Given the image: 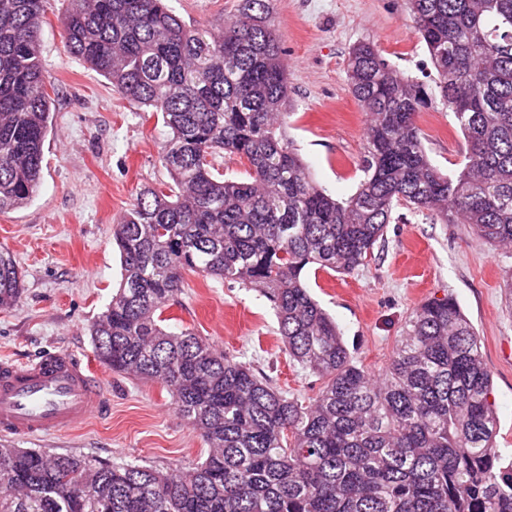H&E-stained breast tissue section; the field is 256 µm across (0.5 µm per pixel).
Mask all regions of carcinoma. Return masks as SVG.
Instances as JSON below:
<instances>
[{
  "mask_svg": "<svg viewBox=\"0 0 512 512\" xmlns=\"http://www.w3.org/2000/svg\"><path fill=\"white\" fill-rule=\"evenodd\" d=\"M67 2L69 52L162 117L173 181L143 188L113 225L121 279L88 327L93 350L113 372L166 387L208 451L177 475L0 440V512H512L490 374L454 299L412 310L376 380L304 279L366 265L401 207L512 246V0H406L432 88L374 44L352 46L346 81L368 131L364 179L344 201L284 134L272 0H240L214 29L186 25L165 0ZM43 18V0H0V213L40 185L55 94ZM439 104L469 146L452 176L431 163L418 125ZM220 153L247 164L248 179L214 173ZM188 272L265 296L290 360L323 380L315 397L290 396L251 362L168 326ZM22 295L1 250L0 311ZM76 478L89 495L73 496Z\"/></svg>",
  "mask_w": 512,
  "mask_h": 512,
  "instance_id": "1",
  "label": "carcinoma"
}]
</instances>
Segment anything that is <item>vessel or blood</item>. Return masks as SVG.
Returning a JSON list of instances; mask_svg holds the SVG:
<instances>
[{"instance_id": "vessel-or-blood-1", "label": "vessel or blood", "mask_w": 512, "mask_h": 512, "mask_svg": "<svg viewBox=\"0 0 512 512\" xmlns=\"http://www.w3.org/2000/svg\"><path fill=\"white\" fill-rule=\"evenodd\" d=\"M108 408L98 378L69 351L0 363V435L36 438L69 430Z\"/></svg>"}]
</instances>
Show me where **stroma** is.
Masks as SVG:
<instances>
[{
    "mask_svg": "<svg viewBox=\"0 0 512 512\" xmlns=\"http://www.w3.org/2000/svg\"><path fill=\"white\" fill-rule=\"evenodd\" d=\"M237 5L168 0L185 23L200 26L222 22ZM65 7V0H46L40 31L45 76L57 88L41 186L27 206L0 213V250L14 256L24 283L18 306L0 311V362L71 351L89 363L111 409L75 429L17 444L186 468L207 446L168 391L113 374L95 357L88 333L121 278L114 222L143 187L171 182L159 160L169 130L68 52L60 23ZM272 11L288 70L285 135L317 184L334 198H348L364 177L367 128L346 83L350 48L373 42L390 64L428 83L435 70L426 45L410 31L405 0H274ZM418 124L435 166L449 175L463 166L468 143L452 114L438 107L422 113ZM305 281L353 357L376 375L410 312L429 299L453 297L491 375L496 444L502 455H512V249L489 246L468 225L436 224L406 209L388 224L368 265L349 275L309 271ZM165 315L173 326L267 369L288 393L312 397L321 386L289 362L274 312L256 290L190 273Z\"/></svg>",
    "mask_w": 512,
    "mask_h": 512,
    "instance_id": "1",
    "label": "stroma"
}]
</instances>
